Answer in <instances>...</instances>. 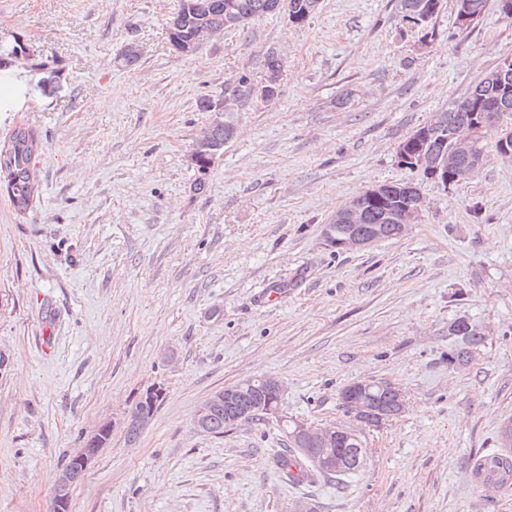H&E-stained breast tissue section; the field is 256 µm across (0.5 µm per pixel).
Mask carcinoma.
Instances as JSON below:
<instances>
[{"mask_svg":"<svg viewBox=\"0 0 512 512\" xmlns=\"http://www.w3.org/2000/svg\"><path fill=\"white\" fill-rule=\"evenodd\" d=\"M320 0H179L177 11L169 22V40L175 50L181 53L193 51L204 37L226 29L245 28L256 18L266 14L284 12L288 20L300 25L307 21L319 8ZM441 8V0H400L402 20L413 26L427 29L433 17ZM26 57V47L21 40L14 44H0V68L12 65L13 61ZM265 81L276 88L279 86L283 62L274 55L265 60ZM500 85L493 79V72L486 73L469 93L452 107L437 113L434 119L442 131L429 137L423 144V157L432 161L450 156L458 165L468 167L472 158L484 154L481 136L465 143L453 139V134L470 125L473 112H493L505 120H512V91L499 92ZM210 141L217 147L235 134L234 113L229 110L221 118L209 122ZM43 150V143L37 132L30 126L15 127L8 138L0 142V183L6 192L15 212L26 214L33 207L35 193L36 160ZM422 204L417 187L406 182L385 184L384 198L368 201L363 217L355 224H340L338 232L342 236L377 237L381 241L402 235L400 215L409 208ZM448 334L460 339L461 345L448 354V364L456 365L469 361L472 354L484 346L485 336L476 328L466 324L451 322ZM244 402L251 408L247 421L260 420L278 413L279 402L268 392L245 391ZM162 400L158 389L148 390L134 404L133 409L152 415ZM341 404L346 413H352V404L357 402L364 409L360 420L371 423L376 415L386 411L401 412L399 388L376 380H360L358 386L344 387L340 393ZM200 409L203 415L197 417L205 426L207 434L222 435L231 428L229 421L235 410L224 407H211L204 402ZM338 434L325 445L314 441L308 443L310 454L301 455L294 445L281 449L276 463L290 482H300L322 477L336 482L357 473L364 464L363 455L358 449L363 447L361 436L342 426L336 427ZM334 455L339 468L330 473L320 469L315 460ZM472 477L481 486L501 487L512 483V454H492L478 457L472 465Z\"/></svg>","mask_w":512,"mask_h":512,"instance_id":"obj_1","label":"carcinoma"}]
</instances>
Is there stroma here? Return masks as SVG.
Returning a JSON list of instances; mask_svg holds the SVG:
<instances>
[{
    "label": "stroma",
    "mask_w": 512,
    "mask_h": 512,
    "mask_svg": "<svg viewBox=\"0 0 512 512\" xmlns=\"http://www.w3.org/2000/svg\"><path fill=\"white\" fill-rule=\"evenodd\" d=\"M177 4L0 0V39L28 49L7 69L0 138L26 124L44 143L32 210L0 186V512H52L60 470L106 423L71 512H512V488L471 477L512 418V158L494 128L484 166L452 185L396 159L512 57V20L487 0L465 28L442 0L429 41L399 0H321L303 24L266 15L181 53ZM271 53L284 71L268 101ZM243 78L236 135L198 169L197 102ZM406 181L424 207L403 236L326 246L337 209ZM463 316L486 341L452 366L448 325ZM258 376L282 382L281 414L360 433V472L288 484L271 418L197 430L208 397ZM365 379L399 387L401 414L354 421L340 392ZM151 388L163 400L128 443L126 415Z\"/></svg>",
    "instance_id": "35a3bbf8"
}]
</instances>
